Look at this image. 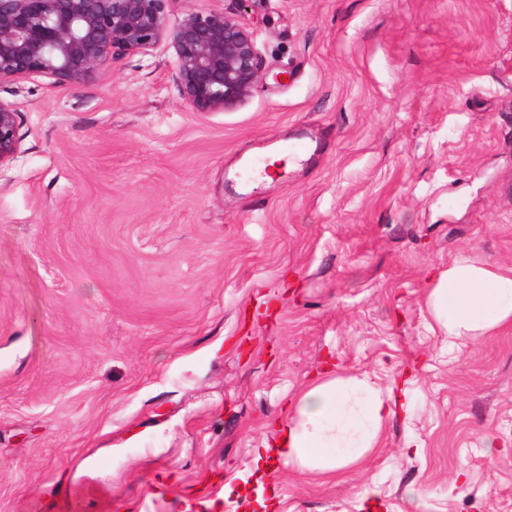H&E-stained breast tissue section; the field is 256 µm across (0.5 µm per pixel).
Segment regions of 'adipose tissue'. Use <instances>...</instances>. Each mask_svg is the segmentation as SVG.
<instances>
[{
  "mask_svg": "<svg viewBox=\"0 0 512 512\" xmlns=\"http://www.w3.org/2000/svg\"><path fill=\"white\" fill-rule=\"evenodd\" d=\"M427 309L456 346L512 326V270L458 255L428 281ZM391 392L369 377L326 376L301 393L276 422L256 462L274 455L303 471L329 472L363 460L391 414Z\"/></svg>",
  "mask_w": 512,
  "mask_h": 512,
  "instance_id": "1",
  "label": "adipose tissue"
}]
</instances>
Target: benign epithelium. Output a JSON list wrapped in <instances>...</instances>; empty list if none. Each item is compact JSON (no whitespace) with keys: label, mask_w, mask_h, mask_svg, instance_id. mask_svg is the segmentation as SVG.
Returning <instances> with one entry per match:
<instances>
[{"label":"benign epithelium","mask_w":512,"mask_h":512,"mask_svg":"<svg viewBox=\"0 0 512 512\" xmlns=\"http://www.w3.org/2000/svg\"><path fill=\"white\" fill-rule=\"evenodd\" d=\"M169 0H0V85L45 74L80 87L114 60L173 49L182 102L196 112L240 107L265 76L256 29L223 11L188 6L173 19ZM19 112L0 99V165L19 148Z\"/></svg>","instance_id":"obj_1"}]
</instances>
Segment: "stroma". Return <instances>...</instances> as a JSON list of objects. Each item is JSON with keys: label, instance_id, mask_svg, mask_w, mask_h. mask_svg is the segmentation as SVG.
<instances>
[{"label": "stroma", "instance_id": "stroma-1", "mask_svg": "<svg viewBox=\"0 0 512 512\" xmlns=\"http://www.w3.org/2000/svg\"><path fill=\"white\" fill-rule=\"evenodd\" d=\"M188 6L257 30L235 111L185 106L163 45L0 85V512H62L63 466L84 512H512V329L450 352L425 308L457 254L512 268V0ZM327 367L394 389L376 448L257 471ZM18 117L16 106L0 99V165L10 161L18 151Z\"/></svg>", "mask_w": 512, "mask_h": 512}]
</instances>
